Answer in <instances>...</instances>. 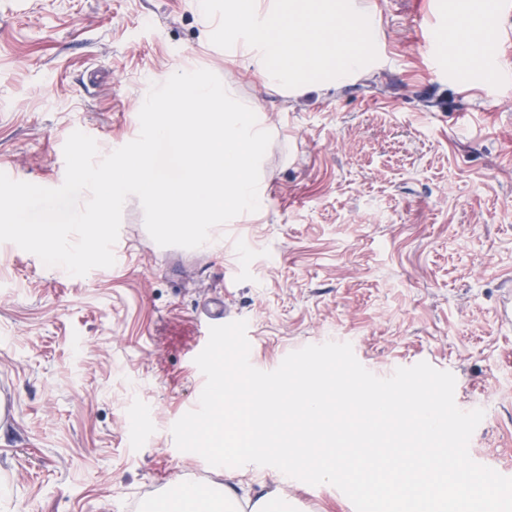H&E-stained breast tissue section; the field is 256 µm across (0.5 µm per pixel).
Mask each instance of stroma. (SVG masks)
<instances>
[{
  "label": "stroma",
  "mask_w": 512,
  "mask_h": 512,
  "mask_svg": "<svg viewBox=\"0 0 512 512\" xmlns=\"http://www.w3.org/2000/svg\"><path fill=\"white\" fill-rule=\"evenodd\" d=\"M353 3L376 13L375 65L287 93L211 43L199 0H0V169L18 180L61 186L73 131L103 155L133 140L150 87L180 71L214 72L272 136L267 196L221 249L158 245L134 196L112 267L75 277L0 243V512H139L157 482L194 477L243 503L275 490L296 512H355L331 484L177 449L201 394L191 313L219 295L263 371L331 339L382 378L451 372L458 408L484 412L471 458L512 475V86L462 50L433 70L424 49L464 11L499 27L498 0Z\"/></svg>",
  "instance_id": "35a3bbf8"
}]
</instances>
